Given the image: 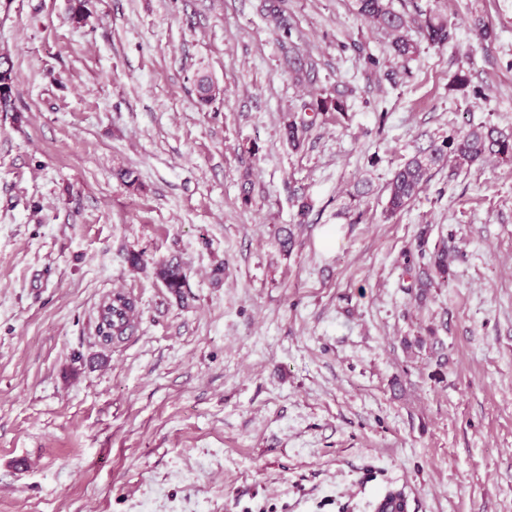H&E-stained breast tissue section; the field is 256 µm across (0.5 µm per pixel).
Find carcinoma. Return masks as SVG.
<instances>
[{
  "mask_svg": "<svg viewBox=\"0 0 512 512\" xmlns=\"http://www.w3.org/2000/svg\"><path fill=\"white\" fill-rule=\"evenodd\" d=\"M357 13L374 22L378 28L391 37L393 55L408 60L419 54L421 45L443 50L456 41L455 27L441 14H422L418 5H413L414 14L399 12L393 7V0H354ZM265 10L270 22L279 35V45L285 63L292 67L295 78L303 81L315 73L317 63L311 58H301L296 53L291 28L282 7V0H266ZM417 27L418 39L409 35L412 27ZM15 72L11 57L0 53V112H13ZM197 98L200 104L207 105L215 97L212 82L206 76L198 79ZM315 112H342L346 108L343 100L330 95L317 99L310 105ZM283 129L288 144L298 149L304 143L310 124L299 121L292 114L283 119ZM488 158L512 161V132H507L486 122L470 124L440 143L430 142L420 147L417 153L399 166L389 179L386 214L392 216L408 208L419 196L430 171L452 161L456 168L471 167L483 163ZM156 274L168 291L181 298L188 287L187 273L180 263L169 261L157 267ZM448 274V251L437 248L432 256L431 267L425 277L417 278L416 287L430 288L435 280H442ZM134 308L131 297L125 294L114 295L112 302L101 310L99 332L105 337L121 336L130 326L129 313ZM406 503L399 492L389 491L375 504V512H405Z\"/></svg>",
  "mask_w": 512,
  "mask_h": 512,
  "instance_id": "1",
  "label": "carcinoma"
}]
</instances>
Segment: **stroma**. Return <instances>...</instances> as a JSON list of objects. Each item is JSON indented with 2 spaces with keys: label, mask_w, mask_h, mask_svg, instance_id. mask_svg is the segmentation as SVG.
<instances>
[{
  "label": "stroma",
  "mask_w": 512,
  "mask_h": 512,
  "mask_svg": "<svg viewBox=\"0 0 512 512\" xmlns=\"http://www.w3.org/2000/svg\"><path fill=\"white\" fill-rule=\"evenodd\" d=\"M73 4L0 0V512H512V165L434 168L384 215L417 146L512 129V0H446L455 44L405 62L353 0H285L301 83L262 0ZM320 94L347 108L292 150ZM421 247L451 257L424 293ZM115 291L134 330L105 345ZM15 72L11 57L0 53V112H12L14 108ZM304 121H297L296 117L291 113L284 116L283 129L288 141V144L293 149H298L304 143L310 127L312 126ZM156 274L172 295L183 298L184 288L188 286V278L179 262L161 263L157 267Z\"/></svg>",
  "instance_id": "obj_1"
}]
</instances>
